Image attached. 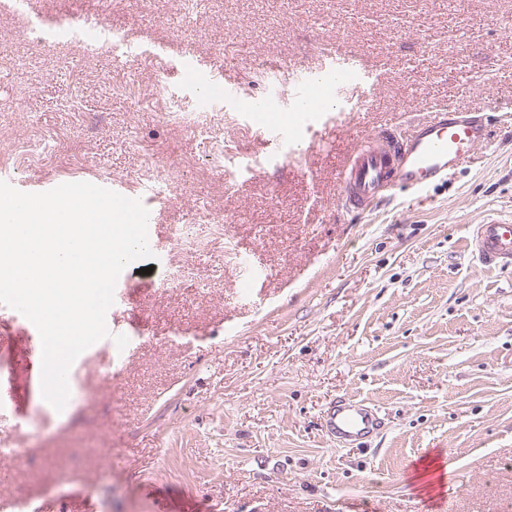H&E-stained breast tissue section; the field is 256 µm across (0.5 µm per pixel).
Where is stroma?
Listing matches in <instances>:
<instances>
[{"mask_svg":"<svg viewBox=\"0 0 512 512\" xmlns=\"http://www.w3.org/2000/svg\"><path fill=\"white\" fill-rule=\"evenodd\" d=\"M512 0H30L0 14V177L113 180L162 196L151 274L126 267L111 321L145 339L80 358L49 408L41 340L0 310L15 399L0 496L43 512H512V268L471 254L512 221ZM120 42L84 47L89 20ZM358 84L291 151L246 101L289 96L336 53ZM236 84L211 103L184 54ZM278 60L276 76L256 70ZM489 120L455 174L344 212L337 177L381 127L431 107ZM226 218V236L178 232ZM261 274L250 296L240 284ZM118 367L105 378L106 365ZM380 431L340 447L335 399Z\"/></svg>","mask_w":512,"mask_h":512,"instance_id":"stroma-1","label":"stroma"}]
</instances>
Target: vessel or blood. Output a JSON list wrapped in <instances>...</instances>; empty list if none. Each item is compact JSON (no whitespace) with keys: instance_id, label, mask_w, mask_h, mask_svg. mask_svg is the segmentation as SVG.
Wrapping results in <instances>:
<instances>
[{"instance_id":"vessel-or-blood-1","label":"vessel or blood","mask_w":512,"mask_h":512,"mask_svg":"<svg viewBox=\"0 0 512 512\" xmlns=\"http://www.w3.org/2000/svg\"><path fill=\"white\" fill-rule=\"evenodd\" d=\"M362 73L356 61L337 56L336 63L324 71V85L312 86L308 75H301L292 94L291 109L299 116L291 128H282L268 121L265 132L272 143L303 141L304 132L315 113L325 111L332 100L338 99L342 89ZM183 83L202 84L205 96L221 102L236 96L235 87L225 83L223 77L208 76L200 61L187 59L181 67ZM486 139V125L479 117L455 107H435L428 120L417 123L414 133L398 138L393 130L360 141L337 182L338 195L343 207L351 211H364L378 194L397 186L416 192L455 171L469 158L475 148ZM475 249L489 267L512 264V223L488 220L479 224L474 240ZM327 435L346 443L369 436L381 427L376 412L361 402L339 398L323 416Z\"/></svg>"}]
</instances>
